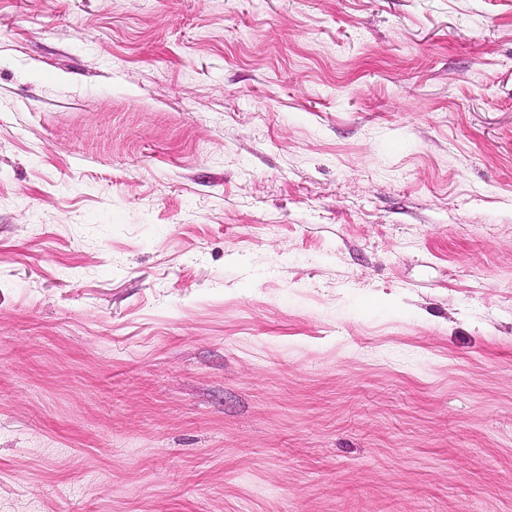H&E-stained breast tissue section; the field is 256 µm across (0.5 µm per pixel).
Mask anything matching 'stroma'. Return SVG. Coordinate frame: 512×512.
I'll use <instances>...</instances> for the list:
<instances>
[{
  "label": "stroma",
  "mask_w": 512,
  "mask_h": 512,
  "mask_svg": "<svg viewBox=\"0 0 512 512\" xmlns=\"http://www.w3.org/2000/svg\"><path fill=\"white\" fill-rule=\"evenodd\" d=\"M0 512H512V0H0Z\"/></svg>",
  "instance_id": "1"
}]
</instances>
